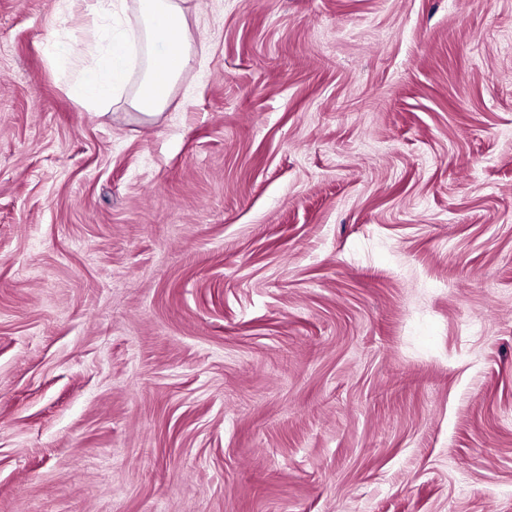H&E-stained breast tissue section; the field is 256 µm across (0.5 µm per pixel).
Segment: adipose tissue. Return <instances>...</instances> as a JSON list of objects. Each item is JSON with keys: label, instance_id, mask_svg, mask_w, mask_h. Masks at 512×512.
<instances>
[{"label": "adipose tissue", "instance_id": "obj_1", "mask_svg": "<svg viewBox=\"0 0 512 512\" xmlns=\"http://www.w3.org/2000/svg\"><path fill=\"white\" fill-rule=\"evenodd\" d=\"M139 10L146 59L132 106L144 115L155 116L167 106L174 83L191 59V46L178 0H139ZM128 55L124 39L108 37L95 68L80 70L70 84L71 97L88 105L107 102L123 78Z\"/></svg>", "mask_w": 512, "mask_h": 512}]
</instances>
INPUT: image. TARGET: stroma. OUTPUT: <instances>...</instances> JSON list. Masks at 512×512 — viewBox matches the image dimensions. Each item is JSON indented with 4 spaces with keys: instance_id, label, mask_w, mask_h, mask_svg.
Segmentation results:
<instances>
[{
    "instance_id": "stroma-1",
    "label": "stroma",
    "mask_w": 512,
    "mask_h": 512,
    "mask_svg": "<svg viewBox=\"0 0 512 512\" xmlns=\"http://www.w3.org/2000/svg\"><path fill=\"white\" fill-rule=\"evenodd\" d=\"M179 4L0 0V512H512V0ZM145 70L132 106L155 116L167 106L174 83L191 59V46L176 0H139ZM103 30V29H102ZM108 42L93 69H82L69 86L70 96L80 104L99 105L107 102L121 82L128 63L127 42L112 37V25L104 29Z\"/></svg>"
}]
</instances>
